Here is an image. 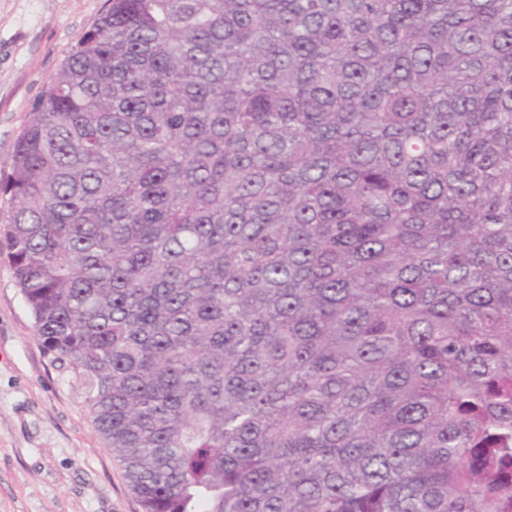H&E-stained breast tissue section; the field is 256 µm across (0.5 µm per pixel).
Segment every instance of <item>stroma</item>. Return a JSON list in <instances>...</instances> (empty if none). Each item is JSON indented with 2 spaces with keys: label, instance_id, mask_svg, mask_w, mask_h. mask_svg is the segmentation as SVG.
I'll return each instance as SVG.
<instances>
[{
  "label": "stroma",
  "instance_id": "35a3bbf8",
  "mask_svg": "<svg viewBox=\"0 0 512 512\" xmlns=\"http://www.w3.org/2000/svg\"><path fill=\"white\" fill-rule=\"evenodd\" d=\"M107 0H0V187L39 95ZM0 512H141L82 395L45 353L0 249Z\"/></svg>",
  "mask_w": 512,
  "mask_h": 512
}]
</instances>
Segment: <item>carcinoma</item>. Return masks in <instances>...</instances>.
<instances>
[{
  "instance_id": "cac0c4a2",
  "label": "carcinoma",
  "mask_w": 512,
  "mask_h": 512,
  "mask_svg": "<svg viewBox=\"0 0 512 512\" xmlns=\"http://www.w3.org/2000/svg\"><path fill=\"white\" fill-rule=\"evenodd\" d=\"M6 189L142 512H512V0H110Z\"/></svg>"
}]
</instances>
